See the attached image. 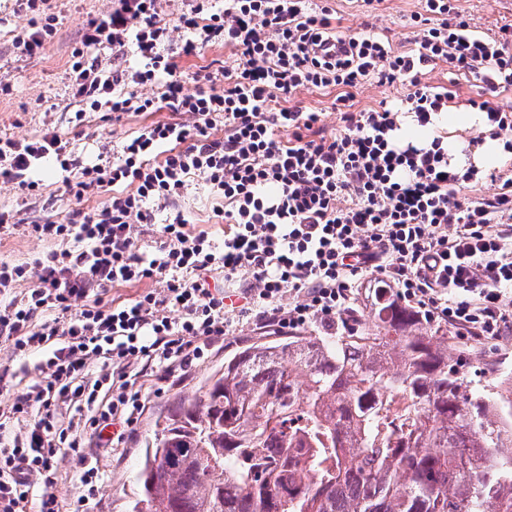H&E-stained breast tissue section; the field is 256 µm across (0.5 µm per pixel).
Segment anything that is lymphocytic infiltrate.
Returning a JSON list of instances; mask_svg holds the SVG:
<instances>
[{
    "label": "lymphocytic infiltrate",
    "mask_w": 512,
    "mask_h": 512,
    "mask_svg": "<svg viewBox=\"0 0 512 512\" xmlns=\"http://www.w3.org/2000/svg\"><path fill=\"white\" fill-rule=\"evenodd\" d=\"M423 36L417 54L395 55L372 35L339 30L328 6L316 0H192L180 18L182 56L218 44L239 53L242 65L211 74L188 90L165 48L170 31L158 0H117L91 19L72 53V95L115 117L168 110L175 121L141 127L113 160L87 165L65 188L75 200L104 196L94 213L70 210L63 220L37 218L33 234L71 241L34 263L0 261V512H60L53 491L56 459L68 448L80 474V512L98 493L99 468L82 451L87 436L115 424L131 427L143 409L137 384L141 361L187 368L224 337V290L210 284L246 277L245 316L283 327L315 319L335 323L361 278L383 276L428 315L476 331L502 335L505 298L512 290V178L493 170L491 196L475 202L458 189L474 168L458 170L441 138L400 143L399 117L421 127L447 111V92L423 84L419 73L444 60L490 92L512 88V32L474 35L451 0H425L413 15ZM134 43L137 67L115 72L86 65L88 54ZM375 78L405 81L400 106L340 114L341 132L314 138L316 112L277 108L298 87L347 89ZM127 84L128 90L115 88ZM160 84V95L139 86ZM223 136H215L216 128ZM63 171L75 161L68 143L47 129L29 139L0 138V178L33 191L30 173L46 156ZM222 198L223 243L194 231L180 208L191 178ZM152 227L153 251L142 250L135 225ZM165 274L162 291L127 303L104 301L117 286ZM36 284L24 295L16 286ZM300 298L279 308L284 294ZM48 351L32 365L31 354ZM100 370H93L95 360ZM27 376L23 391L16 380ZM84 414L78 427L63 408ZM22 430H14V422Z\"/></svg>",
    "instance_id": "f902f5d3"
}]
</instances>
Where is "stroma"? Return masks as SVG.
<instances>
[{"label":"stroma","instance_id":"stroma-1","mask_svg":"<svg viewBox=\"0 0 512 512\" xmlns=\"http://www.w3.org/2000/svg\"><path fill=\"white\" fill-rule=\"evenodd\" d=\"M56 19L57 34L43 52L23 57L14 47V39L31 26L30 12L19 8L16 0H0V80L9 82L10 90L0 93V137H28L52 129L69 142L74 158L80 163L96 162L103 153L118 149L124 139L146 123L170 119L161 112H131L113 120L104 111L81 110L70 90L69 65L78 33L88 18L106 15L113 0H50ZM329 7L343 28L352 32L370 31L395 55L411 53L421 40L420 30L411 17L423 12L424 0H377L367 8L363 0H329ZM461 16L474 34L497 36L502 27L512 26V0H456ZM240 64L234 51L221 46L207 48L199 55L179 60L188 89H195L194 75L207 71L215 76L233 71ZM421 81L451 92V107L468 110L469 102L484 97L481 83L452 74L447 62L439 60L422 70ZM337 88H300L280 102L284 108H299L320 113L318 135L331 138L338 134L339 119L334 102ZM84 111L83 121H76L77 111ZM63 171L54 161H46L38 173L37 195L23 193L14 184L0 182V210L10 211L20 219L11 231L0 234V260L32 261L49 250L67 249L64 241L47 242L27 231L25 223L36 215L63 217L75 206L93 211L101 207L103 196H92L76 203L63 193ZM217 201L201 182L190 186L182 208L193 224L209 229L216 242L224 240V225L213 209ZM224 318L228 331L223 343L205 353L188 371L161 379L158 364L146 366L139 379L144 411L132 435L115 447L97 448L93 454L102 475L100 492L90 504L91 512H131L141 496L137 473L144 449L154 437L156 421L167 414L180 398L193 396L211 377L221 374L224 361L257 337L269 335V328L239 318L235 309H227ZM449 353L468 372L476 384L493 393L503 375L512 372V329L496 338H479L468 330L449 327Z\"/></svg>","mask_w":512,"mask_h":512}]
</instances>
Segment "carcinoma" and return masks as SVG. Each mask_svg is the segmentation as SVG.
I'll return each instance as SVG.
<instances>
[{"label":"carcinoma","instance_id":"cac0c4a2","mask_svg":"<svg viewBox=\"0 0 512 512\" xmlns=\"http://www.w3.org/2000/svg\"><path fill=\"white\" fill-rule=\"evenodd\" d=\"M317 336H260L146 448L148 512H512V398L392 288ZM405 402L394 418L388 399Z\"/></svg>","mask_w":512,"mask_h":512}]
</instances>
